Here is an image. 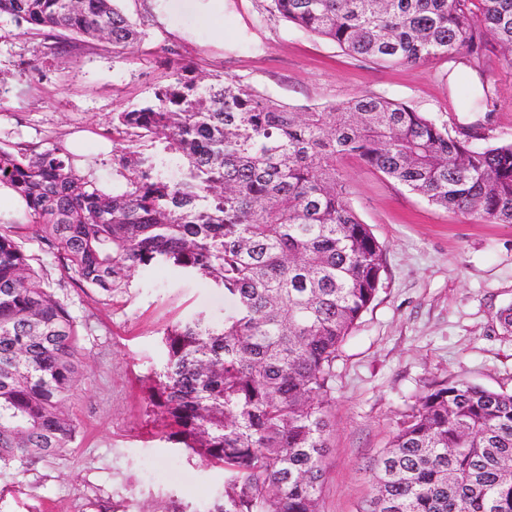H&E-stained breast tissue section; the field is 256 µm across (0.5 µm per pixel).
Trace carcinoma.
I'll list each match as a JSON object with an SVG mask.
<instances>
[{
	"mask_svg": "<svg viewBox=\"0 0 512 512\" xmlns=\"http://www.w3.org/2000/svg\"><path fill=\"white\" fill-rule=\"evenodd\" d=\"M116 0H0L21 34L105 41L139 32ZM288 22L347 54L472 66L488 46L512 65V0H271ZM170 151L177 175L159 171ZM353 157L429 204L512 224V139L457 129L395 99L356 95L303 112L182 67L112 113V192L81 156L0 145V185L28 224L0 223V476L70 448L64 404L83 376L78 321L32 265L27 229L83 285L111 298L172 265L233 297L165 329L148 387L169 440L224 469L212 512H321L322 459L340 349L382 287L383 246L349 204L337 163ZM365 512H512V392L432 381L371 463Z\"/></svg>",
	"mask_w": 512,
	"mask_h": 512,
	"instance_id": "obj_1",
	"label": "carcinoma"
}]
</instances>
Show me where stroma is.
I'll return each mask as SVG.
<instances>
[{
	"mask_svg": "<svg viewBox=\"0 0 512 512\" xmlns=\"http://www.w3.org/2000/svg\"><path fill=\"white\" fill-rule=\"evenodd\" d=\"M142 33L131 52L107 43L54 52L0 17V140L66 146L87 134L100 187L112 182V115L148 98L171 62L208 80L222 75L303 110L384 95L450 127L476 113L468 73L447 60L388 66L347 55L303 31L271 0H119ZM479 67L493 92V139H512V67L490 52ZM337 168L362 223L384 247L383 287L341 348L329 407L322 512H362L374 492L369 462L403 411L435 379L512 391V335L497 311L512 304V224L429 204L364 163ZM27 247L46 283L79 321L84 377L67 406L81 432L70 450L0 478V512H210L225 474L172 448L149 403L162 331L202 312L234 309L223 291L172 267L136 272L106 299L84 288L38 240Z\"/></svg>",
	"mask_w": 512,
	"mask_h": 512,
	"instance_id": "stroma-1",
	"label": "stroma"
}]
</instances>
